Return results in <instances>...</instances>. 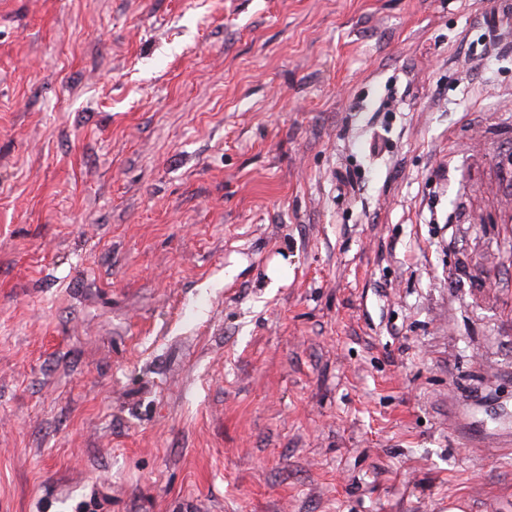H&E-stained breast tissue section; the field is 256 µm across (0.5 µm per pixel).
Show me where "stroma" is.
Wrapping results in <instances>:
<instances>
[{
	"mask_svg": "<svg viewBox=\"0 0 512 512\" xmlns=\"http://www.w3.org/2000/svg\"><path fill=\"white\" fill-rule=\"evenodd\" d=\"M512 0H0V512H512Z\"/></svg>",
	"mask_w": 512,
	"mask_h": 512,
	"instance_id": "stroma-1",
	"label": "stroma"
}]
</instances>
